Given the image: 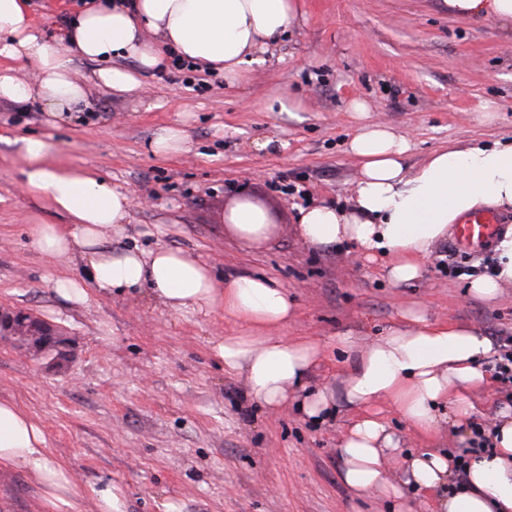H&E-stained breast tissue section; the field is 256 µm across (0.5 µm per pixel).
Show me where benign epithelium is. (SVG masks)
<instances>
[{
    "label": "benign epithelium",
    "instance_id": "7a95c632",
    "mask_svg": "<svg viewBox=\"0 0 512 512\" xmlns=\"http://www.w3.org/2000/svg\"><path fill=\"white\" fill-rule=\"evenodd\" d=\"M0 337L15 341L47 368L62 370L70 362L68 338L52 324L23 310L0 308Z\"/></svg>",
    "mask_w": 512,
    "mask_h": 512
}]
</instances>
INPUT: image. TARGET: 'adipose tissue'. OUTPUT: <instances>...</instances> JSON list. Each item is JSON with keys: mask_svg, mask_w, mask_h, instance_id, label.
<instances>
[{"mask_svg": "<svg viewBox=\"0 0 512 512\" xmlns=\"http://www.w3.org/2000/svg\"><path fill=\"white\" fill-rule=\"evenodd\" d=\"M298 10L297 0H86L51 43L34 24L29 0H0V59L7 61L0 66V101L36 98L56 119L86 102L89 85L109 94L137 91L140 74L159 69L170 48L234 83L289 29ZM76 57L94 63L92 84L74 77ZM127 59L135 69L124 67ZM18 60L37 63L39 84L18 74ZM47 150L41 139H24L23 181L34 199L65 221L35 225L31 244L48 256L77 250L84 260L81 278L53 281L56 293L78 303L92 286L147 288L175 310L222 308L244 322L248 332L221 338L214 354L226 370L245 374L259 402L280 406L290 389L303 385L319 350L276 335L293 309L287 288L251 274L217 284L199 257L166 246L112 253L103 235L129 223V192L85 171L45 164ZM349 150L360 167L354 206L302 208L299 234L314 246L351 242L371 261L387 257L392 282L419 277L422 260L449 225L487 206L512 208V137L443 147L411 167L405 162L408 139L373 125L358 128ZM223 220L225 229L251 248L268 244L274 233L269 212L247 195L225 209ZM496 251L493 275L470 283L471 294L487 302L512 285V233L499 240ZM403 318L404 325L358 348L341 392L327 386L302 403L304 414L318 420L333 408L336 395H344L358 415L338 448L341 479L355 492L396 501L403 492L382 467L383 454L394 441L378 402L391 401L427 436L438 433L437 410L444 406L455 425L466 426L476 413L467 393L490 384L485 361L496 350L488 336L471 326L432 323L412 311ZM492 440L490 452L470 456L460 477L448 454L427 449L409 456V483L443 490L440 512H512V410L500 411ZM45 448L41 425L15 403L0 401V466L30 474L43 487L49 512H70V475L47 460Z\"/></svg>", "mask_w": 512, "mask_h": 512, "instance_id": "1", "label": "adipose tissue"}]
</instances>
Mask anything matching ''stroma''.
<instances>
[{
  "instance_id": "stroma-1",
  "label": "stroma",
  "mask_w": 512,
  "mask_h": 512,
  "mask_svg": "<svg viewBox=\"0 0 512 512\" xmlns=\"http://www.w3.org/2000/svg\"><path fill=\"white\" fill-rule=\"evenodd\" d=\"M292 28L246 80L169 67L146 73L137 97L90 87L85 106L52 123L40 102L0 101V304L33 312L74 343L68 372L53 374L0 344V401L17 403L44 430L46 455L72 478L71 512H99L90 487L113 485L125 512H392L358 495L336 453L354 415L344 398L323 420L299 397L271 410L246 377L213 353L245 328L215 309L177 311L148 289H90L72 303L51 286L78 277L79 254L51 257L31 244L33 225L60 218L25 190L22 141L44 140L51 164L129 191L132 221L103 240L113 252L167 246L207 262L217 281L276 280L294 298L278 335L317 345L305 385L339 386L353 348L384 336L414 308L490 338L512 336V286L491 303L473 278L494 272L495 250L466 251L444 236L420 276L393 285L381 262L347 242L313 246L298 233L300 208L353 204L359 165L348 152L358 122L410 141L408 164L448 144L512 134V24L450 14L442 0H299ZM368 110L355 120L352 101ZM185 132L176 153H152L161 129ZM260 201L277 228L258 249L226 233L221 216L239 196ZM398 445L383 461L414 512H435L439 491L409 485L407 456L423 448L461 454L468 438L446 426L419 433L388 402ZM8 512H46L30 475L0 468Z\"/></svg>"
}]
</instances>
